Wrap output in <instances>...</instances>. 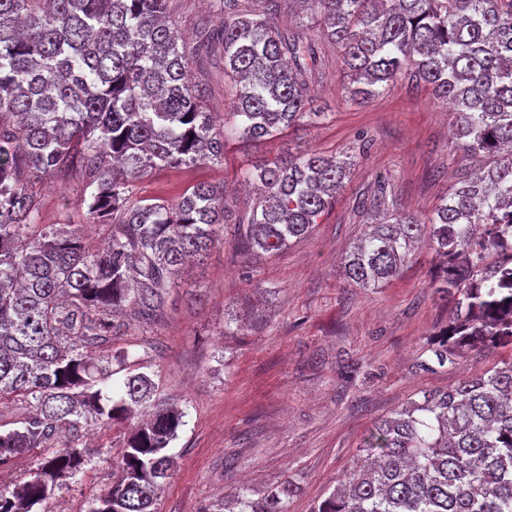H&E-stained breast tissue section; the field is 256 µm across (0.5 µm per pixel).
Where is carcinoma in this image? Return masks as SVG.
I'll list each match as a JSON object with an SVG mask.
<instances>
[{"label": "carcinoma", "mask_w": 512, "mask_h": 512, "mask_svg": "<svg viewBox=\"0 0 512 512\" xmlns=\"http://www.w3.org/2000/svg\"><path fill=\"white\" fill-rule=\"evenodd\" d=\"M300 5L336 46L349 99L401 81L452 105L454 145L489 160L432 215L393 208L343 257V277L385 288L416 250L438 265L436 292L453 316L431 349L440 365L512 345V0H211L213 19L186 43L172 0H0V402L21 397V425L0 430V465L42 448L0 512H35L90 462L84 424L123 430L120 479L89 512H157L171 477L170 443L184 410L152 378L95 356L133 323L163 318L186 261L234 226L246 255H274L307 237L343 190L353 161L303 151L240 171L252 211L232 217L226 183H200L172 203L133 198L160 168L224 163L228 138L269 140L326 117L311 106L321 57L309 31L275 15ZM219 54L236 83L231 133L207 109L193 60ZM75 176L82 225L43 224L35 181ZM314 512H512V357L444 391H424L381 420ZM290 482L241 512H288Z\"/></svg>", "instance_id": "carcinoma-1"}]
</instances>
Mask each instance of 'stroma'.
Listing matches in <instances>:
<instances>
[{
	"label": "stroma",
	"instance_id": "stroma-1",
	"mask_svg": "<svg viewBox=\"0 0 512 512\" xmlns=\"http://www.w3.org/2000/svg\"><path fill=\"white\" fill-rule=\"evenodd\" d=\"M325 75L314 106L327 118L289 136L228 148L224 163L161 168L133 188L137 198L175 200L201 182H233L239 169L302 147L353 155L346 186L311 234L252 262L233 241L186 264L163 321L131 326L101 347L127 350V365L147 373L161 395L185 408L171 444L176 468L158 512H209L237 496L259 500L292 482L288 512H313L360 454L374 425L424 391H442L512 357L497 347L429 370L421 361L452 305L430 288L432 255L420 252L387 287L354 288L340 258L358 238L378 196L404 211L430 214L464 169L450 150L451 117L425 87L397 86L362 104L349 101L335 46L319 40ZM217 124L232 125L234 91L217 58L201 60ZM45 224H80L86 207L77 183L37 184ZM84 441L91 462L49 501V512H88L117 472L122 440L100 425Z\"/></svg>",
	"mask_w": 512,
	"mask_h": 512
}]
</instances>
